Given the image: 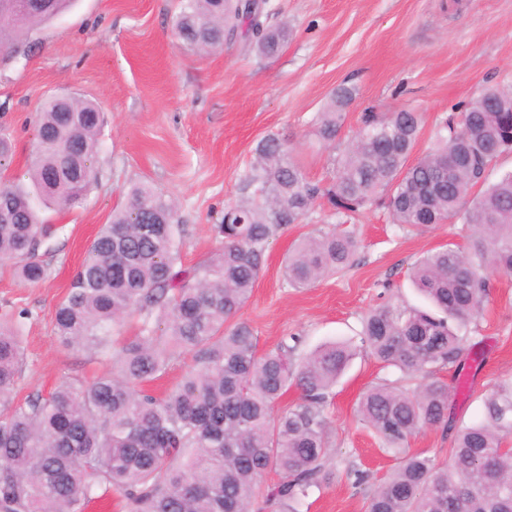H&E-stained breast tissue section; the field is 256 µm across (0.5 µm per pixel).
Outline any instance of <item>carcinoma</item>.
Listing matches in <instances>:
<instances>
[{"label": "carcinoma", "instance_id": "cac0c4a2", "mask_svg": "<svg viewBox=\"0 0 512 512\" xmlns=\"http://www.w3.org/2000/svg\"><path fill=\"white\" fill-rule=\"evenodd\" d=\"M73 0H45L8 20L0 3V55L64 12ZM176 37L199 54L237 36L261 56L288 41L264 10L239 0H178ZM353 90L342 87L320 113L317 133L332 144ZM103 114L90 100L47 99L37 114L31 188L0 185V262L37 285L48 276L38 259L56 225L46 208H69L95 180ZM421 118L401 110L367 112L355 140L333 160L326 184L307 180L288 143H258L242 178V196L214 225L222 246L191 269L178 267L184 228L174 201L136 184L91 243L54 329L65 346L112 356V370L91 381L65 379L47 394L17 402L23 364L18 319L0 323V512H84L105 486L129 512H249L264 472L281 482L271 495L298 502L328 482L329 391L360 351L401 377L366 390L357 415L384 449L400 455L371 492L367 512H512V382L483 398L482 418L466 423L452 411L457 387L436 369L463 367L468 323L488 294V273L512 274V171L472 201L498 158L512 153V91L485 88L448 114L436 144L413 163ZM336 215L381 200L402 229L455 220L475 229L471 247H446L414 265L417 288L435 311L387 303L369 312L360 343L323 344L295 358L286 343L260 352L251 327L237 320L264 270L270 240L299 224L319 199ZM355 237L334 228L298 239L286 261L288 284L308 288L348 266ZM136 335L112 350V333L133 313ZM191 358L181 381L158 396L146 385L176 361ZM292 386L301 401L275 411ZM425 428L452 436L449 461L405 452Z\"/></svg>", "mask_w": 512, "mask_h": 512}]
</instances>
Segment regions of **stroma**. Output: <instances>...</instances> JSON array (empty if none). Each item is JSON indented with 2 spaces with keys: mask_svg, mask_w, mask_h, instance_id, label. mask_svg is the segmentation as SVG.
Segmentation results:
<instances>
[{
  "mask_svg": "<svg viewBox=\"0 0 512 512\" xmlns=\"http://www.w3.org/2000/svg\"><path fill=\"white\" fill-rule=\"evenodd\" d=\"M176 5L77 0L33 32L17 57L0 59V134L12 142L0 178L27 183L36 117L49 96L91 100L104 115L92 187L79 204L50 215L59 231L39 251L46 280L24 285L11 264L0 263V315L24 317L17 398L108 371L87 350L58 341L54 313L131 184L150 182L175 200L186 229L181 265L189 268L220 249L214 226L225 205L240 198V178L262 138H286L306 178L324 184L363 113H420L423 128L412 152L418 158L454 109L487 87L512 90V0H267L270 23L290 28L287 44L271 58L243 50L236 39L225 40L222 50L194 53L173 34ZM342 86L354 98L329 145L317 137L315 122ZM337 222L359 242L350 266L313 287H289L283 266L292 244ZM473 234L459 223L399 228L378 201L340 219L318 201L302 223L271 241L240 318L263 352L292 336L301 338L303 354L326 342L358 340L364 317L383 301L424 306L410 280L412 266L447 245L467 247ZM465 347L466 369L442 368L438 375L451 385L466 381L453 398L454 412L475 422L483 395L512 380V276L491 274ZM397 376L371 357L353 360L326 406L333 475L297 512H366L370 485H354L347 467L368 471L376 484L397 461L359 423L356 403L371 385Z\"/></svg>",
  "mask_w": 512,
  "mask_h": 512,
  "instance_id": "stroma-1",
  "label": "stroma"
}]
</instances>
